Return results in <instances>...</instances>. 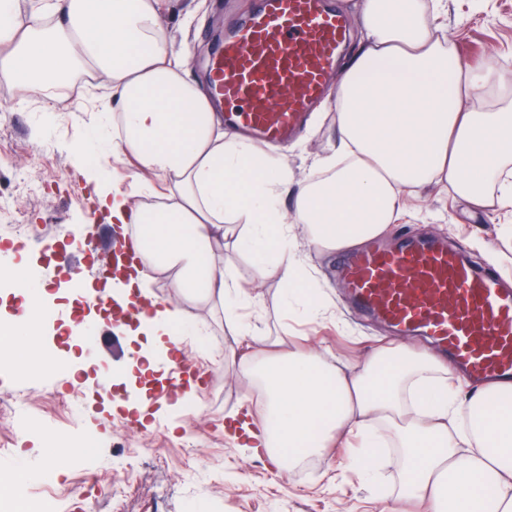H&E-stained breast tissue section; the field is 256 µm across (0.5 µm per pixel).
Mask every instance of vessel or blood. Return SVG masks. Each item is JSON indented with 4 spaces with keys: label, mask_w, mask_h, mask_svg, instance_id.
I'll return each mask as SVG.
<instances>
[{
    "label": "vessel or blood",
    "mask_w": 512,
    "mask_h": 512,
    "mask_svg": "<svg viewBox=\"0 0 512 512\" xmlns=\"http://www.w3.org/2000/svg\"><path fill=\"white\" fill-rule=\"evenodd\" d=\"M348 37L330 0H259L209 62L213 92L230 106L225 124L288 140L325 98ZM336 281L359 309L429 337L473 377H512V289L443 243H368L340 256Z\"/></svg>",
    "instance_id": "b4317fda"
}]
</instances>
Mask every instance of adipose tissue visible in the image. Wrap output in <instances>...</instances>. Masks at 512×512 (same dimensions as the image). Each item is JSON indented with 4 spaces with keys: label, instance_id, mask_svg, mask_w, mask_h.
<instances>
[{
    "label": "adipose tissue",
    "instance_id": "adipose-tissue-1",
    "mask_svg": "<svg viewBox=\"0 0 512 512\" xmlns=\"http://www.w3.org/2000/svg\"><path fill=\"white\" fill-rule=\"evenodd\" d=\"M441 2L358 0L360 38L333 99L336 144L319 163L327 176L301 185L290 213L285 155L225 133L208 88L166 48L159 0H46L27 18L0 0V79L38 88L68 72L106 77L112 149L156 177L163 200L153 211L112 201L111 218L136 225L142 256L179 300L262 343L261 314L225 250L250 255L255 279L277 281L285 309L314 320L328 307L301 266L295 227L316 248L341 250L382 235L404 193L434 182L486 212L512 207V89L436 37ZM480 93L490 106H472ZM243 376L265 391L259 422L244 424L251 446L280 471L344 432L364 473L372 449H398L401 495L427 512H512V382L461 396L463 379L406 345L352 369L312 350L261 355Z\"/></svg>",
    "mask_w": 512,
    "mask_h": 512
}]
</instances>
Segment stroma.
<instances>
[{"mask_svg":"<svg viewBox=\"0 0 512 512\" xmlns=\"http://www.w3.org/2000/svg\"><path fill=\"white\" fill-rule=\"evenodd\" d=\"M443 5L437 35L453 44L464 63L492 64L502 84L512 89V0H485L480 6L474 0H443ZM255 6L256 0H168L162 16L167 48L188 58L190 78L204 80L195 58L215 37L216 21L232 27ZM111 105L101 75L80 74L43 91L0 82V196L13 200L12 207L0 209V268L50 265L48 286L55 294L63 293L78 269L90 290L98 289L94 269L105 253L92 216L99 202L94 173L79 146L94 135L111 136ZM334 141V112L316 110L288 146L294 183L311 177L315 160L327 156ZM106 161L117 174L108 184L111 196L135 209L153 204L148 187L154 177L135 175L124 156L110 153ZM13 224L28 225L30 239L75 252L74 264L51 266L50 254L27 249L11 235ZM386 236L445 239L471 259L476 271L499 274L512 287V208L475 210L447 184H433L405 195ZM299 255L331 303L329 313L314 321L287 314L276 282L254 280L249 257L227 255L228 265L250 288L262 312L261 328L273 336L287 333L289 350L314 348L341 365L391 344L433 351L424 337L400 336L346 300L334 277L336 253L318 250L303 239ZM196 318L216 356L201 354L190 335L181 352L204 370L203 386L186 408L178 403V390L158 385L142 397L148 405L143 422L102 398L95 374L74 381L58 369L36 378L0 373V396L14 395L28 403L23 416L0 412V472L10 473L20 461L35 471L25 486L32 512L46 507L51 512H399L397 449L382 454L379 477L370 481L355 468L351 448L315 457V470L307 475L298 467L277 474L265 453L244 448L225 419L239 410L243 395L260 399V389L247 385L239 372L261 348L234 335L208 309L198 308ZM115 333L118 348H102L96 361L118 379L129 371L138 346L128 326L117 327ZM71 405L80 406L79 415L68 414ZM45 425L62 435H90L94 446L56 458L43 440ZM147 443L153 444L154 454L137 455V448ZM121 456L131 469L125 481L113 470Z\"/></svg>","mask_w":512,"mask_h":512,"instance_id":"1","label":"stroma"}]
</instances>
